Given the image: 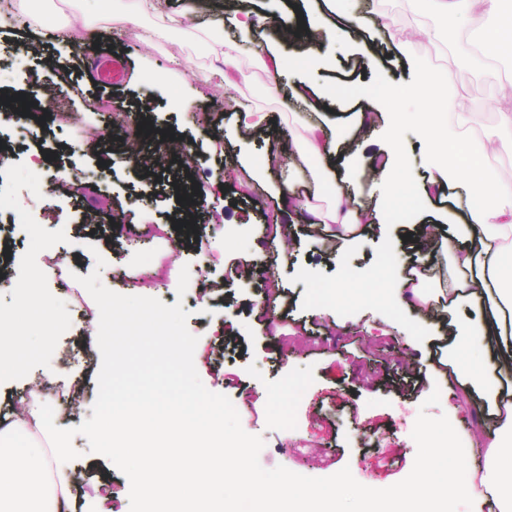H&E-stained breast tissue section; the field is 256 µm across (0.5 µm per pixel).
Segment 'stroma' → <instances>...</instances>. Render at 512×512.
Masks as SVG:
<instances>
[{"label":"stroma","mask_w":512,"mask_h":512,"mask_svg":"<svg viewBox=\"0 0 512 512\" xmlns=\"http://www.w3.org/2000/svg\"><path fill=\"white\" fill-rule=\"evenodd\" d=\"M32 19L26 25H0V99L19 98L30 111H41L42 89H61L69 121L15 120L0 123V140L10 159L0 170V306L18 304V282H32L64 316L47 330L44 352L24 377L0 385V422L8 421L17 402L25 401L32 381H40L45 402L62 428L80 425L92 415L101 356L96 336L83 329L70 307L78 277L99 271L102 284L123 295L182 302L189 311V331L198 343L194 363L207 389L228 396L243 429L261 436L263 468L284 466L308 477H328L350 469L360 484L382 489L411 471L416 444L412 426L421 402L439 391V405L430 416L446 415L457 431L476 474H483L487 445L495 435L494 402L480 391L465 392L448 348V323L480 320L486 308L470 300L449 307L434 293L430 308L355 299L336 308L330 289L378 277L387 284L391 266L409 268L420 258L418 245L429 240V256L445 266L448 251L459 244V225L468 211L455 195H430L396 203L390 216L359 225L358 242L338 247L335 225L313 223L304 210L287 206L279 190L288 181L287 168L241 182V166L266 152L265 135H238L235 100L224 88L199 75L219 67L218 37L233 38V11L214 0H196L191 24L155 36L153 16L116 22L106 19L95 0H27ZM253 18H277L280 28L315 16L325 0H244ZM89 19L83 49L61 39L70 13ZM376 15L389 20L388 30L366 24L359 34L339 44H281L278 31L260 30L268 46L298 58L315 60L314 68L260 72L258 61L243 54L245 71L254 82L241 87L238 99L269 112L283 152H290L300 123L309 112L291 102L290 87L298 80L316 91L330 90L319 120L344 131L339 150L342 165L359 154L390 150L383 117L374 129L363 116L376 113L385 91L403 90L421 70L448 78L449 93L471 104L472 120L460 129L479 143L495 123L488 102L512 94V54H503L481 69H472L466 54L493 18L469 20L430 18L414 0H377ZM434 37H418L412 60L392 49L398 33L418 26ZM39 43L41 55L27 79L14 61L17 43ZM104 46L124 57L127 80L114 86L87 79L84 58L89 47ZM206 102L209 120L192 122L188 112L171 110L170 97ZM122 112L126 123L109 127L108 115ZM140 127L152 141L150 160L131 166L124 155L106 154L98 133L125 137ZM188 141L199 160L190 174L191 198L197 204L193 224L175 222L181 203L174 189V164L164 153V136ZM45 173L41 209L29 206L27 172ZM83 183L82 192L60 189L59 177ZM280 219L291 228V243L275 252L264 237L265 224ZM157 224L162 237L131 245L123 228L145 230ZM55 255L63 277L46 272V256ZM104 267H97V258ZM188 269L190 287L178 296L181 269ZM237 337L235 352L224 339ZM70 384L68 404L56 392ZM77 458L69 461L70 495L63 512H130L128 478L89 444L74 438Z\"/></svg>","instance_id":"1"}]
</instances>
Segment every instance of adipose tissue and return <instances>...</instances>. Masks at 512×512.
<instances>
[{
  "mask_svg": "<svg viewBox=\"0 0 512 512\" xmlns=\"http://www.w3.org/2000/svg\"><path fill=\"white\" fill-rule=\"evenodd\" d=\"M421 3L424 12L433 17L452 14L465 18L479 12L498 18V25L487 30L479 41L477 62H486L512 48V22L502 19L506 0H421ZM100 9L120 17H159L161 23L155 30L159 36L183 28L190 17L186 9L161 12L157 0H100ZM365 21V16L332 9L289 28L288 39L293 43H309L320 38L337 41L344 38L348 29L362 28ZM237 27L239 40L225 45L221 67L201 76L206 83L219 80L228 92L238 90L252 79L241 67L240 47L252 44L254 24L242 18ZM409 99L411 105L404 109L401 118L428 142L425 161L433 171L430 183L420 187V194L446 187L476 200L461 227L464 242L449 253L448 265L437 286L452 304L463 299L489 303L479 321L451 326L452 335L459 341L455 369L471 384L480 385L484 377L473 355L474 346L495 345L501 357L512 360V343L505 339V319L512 314V181L501 180L484 165L482 154L473 145L457 139L456 130L465 123L469 105L465 99L449 95L444 82L434 73L428 70L419 73L410 86ZM336 144V137L330 136L323 125H304L294 142L289 183L308 184L316 194L327 183H335ZM368 166L375 177L373 188L385 204L404 200V191L413 180L410 168L376 155L369 157ZM344 197L343 189L336 187L327 208L315 213L319 223L335 225L340 239L358 225L377 219L374 213L347 207ZM428 278L429 265L424 262L419 269L398 279L394 288L382 292L375 291V279H368L366 295L373 300L385 298L394 305L414 300L423 306L428 302L423 291ZM46 303V298L38 294L28 296L23 325L33 333V341L17 343L13 332L0 330V382L19 377L30 354L39 353L44 347ZM495 420L497 434L488 451L483 483L498 512H512V393L501 397ZM66 485L63 460L49 458L38 439L0 453V512H46L47 500Z\"/></svg>",
  "mask_w": 512,
  "mask_h": 512,
  "instance_id": "obj_1",
  "label": "adipose tissue"
}]
</instances>
